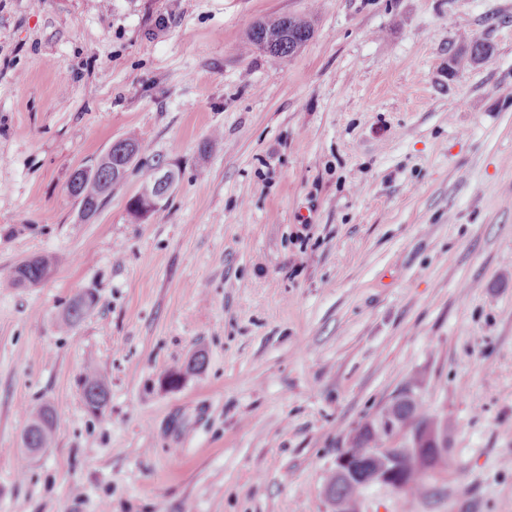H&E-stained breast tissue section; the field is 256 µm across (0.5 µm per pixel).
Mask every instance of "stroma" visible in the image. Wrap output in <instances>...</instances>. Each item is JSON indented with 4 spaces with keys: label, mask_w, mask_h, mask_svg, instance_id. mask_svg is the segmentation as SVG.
Segmentation results:
<instances>
[{
    "label": "stroma",
    "mask_w": 512,
    "mask_h": 512,
    "mask_svg": "<svg viewBox=\"0 0 512 512\" xmlns=\"http://www.w3.org/2000/svg\"><path fill=\"white\" fill-rule=\"evenodd\" d=\"M288 14L297 53L249 45ZM467 38L490 57L449 71ZM132 130L179 171L163 218L133 168L82 221L72 172ZM407 386L448 465L361 512H512V0H0V512H334ZM313 28L306 17L288 15L253 26L249 44L276 60H286L311 38ZM52 261L44 257H34L18 265L11 274L16 287H30L41 283L50 274ZM97 303V296L93 292L77 295L62 311L59 328L66 331L74 328L96 308ZM81 388L89 411L96 416L103 415L109 402L108 384L98 369L91 363L84 368ZM57 437L54 408L45 405L31 414L30 423L23 437V447L28 452L49 448Z\"/></svg>",
    "instance_id": "obj_1"
}]
</instances>
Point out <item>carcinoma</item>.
Returning a JSON list of instances; mask_svg holds the SVG:
<instances>
[{
	"label": "carcinoma",
	"mask_w": 512,
	"mask_h": 512,
	"mask_svg": "<svg viewBox=\"0 0 512 512\" xmlns=\"http://www.w3.org/2000/svg\"><path fill=\"white\" fill-rule=\"evenodd\" d=\"M313 28L310 20L301 16L288 15L261 22L253 26L249 44L269 54L276 60H285L295 54L311 38ZM491 54V46L472 40L454 53L448 61V70H455L465 56L473 61L486 59ZM143 172V182L139 198L128 203V211L135 219L159 218L166 206L164 187L159 180V171L164 167L161 159L149 160L141 156L138 137L130 134L112 144V149L95 163L76 169L69 181L68 189L76 198L82 221L95 217L104 206L112 189L120 185L131 166ZM52 261L44 257H34L18 265L11 274L16 287H30L41 283L50 274ZM95 293L87 292L74 297L59 317V328L70 330L81 323L97 306ZM81 388L87 408L96 416L104 414L109 402L108 384L98 369L87 364L81 378ZM411 388H404V394L382 409L378 417L368 421L356 430L349 448L343 454L349 457L354 473L333 472L326 484V492L340 512H359V499L368 489L364 478L389 470L396 471L405 490H417L424 482L427 472L416 455L404 452L390 465L373 457L369 449L384 443L393 428H425L430 433L440 435V426L433 424L422 409V401L408 395ZM57 437L54 408L45 405L31 414L30 423L23 437V447L33 452L48 448Z\"/></svg>",
	"instance_id": "1"
}]
</instances>
